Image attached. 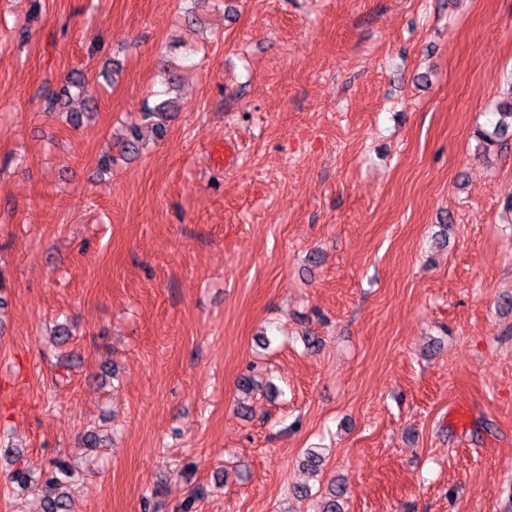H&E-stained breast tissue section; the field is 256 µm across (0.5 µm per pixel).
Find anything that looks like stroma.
<instances>
[{
    "label": "stroma",
    "mask_w": 512,
    "mask_h": 512,
    "mask_svg": "<svg viewBox=\"0 0 512 512\" xmlns=\"http://www.w3.org/2000/svg\"><path fill=\"white\" fill-rule=\"evenodd\" d=\"M510 81L512 0H0V512H512ZM496 114L498 119L492 131L478 129L475 132L477 146L481 148L482 152L495 149L500 144L503 135L508 132L509 128L512 129V90L506 100L499 102ZM174 104L173 101L165 100L159 104L150 106L148 103L141 112L140 122L131 123L127 129V141L129 145H134L141 138L143 125H148L158 138L162 137L165 132V124L159 122L160 118L167 116V112H171ZM75 471L66 461H59L55 471L46 481L45 495L43 497L44 512H68L69 505L63 492H59L73 478Z\"/></svg>",
    "instance_id": "obj_1"
}]
</instances>
